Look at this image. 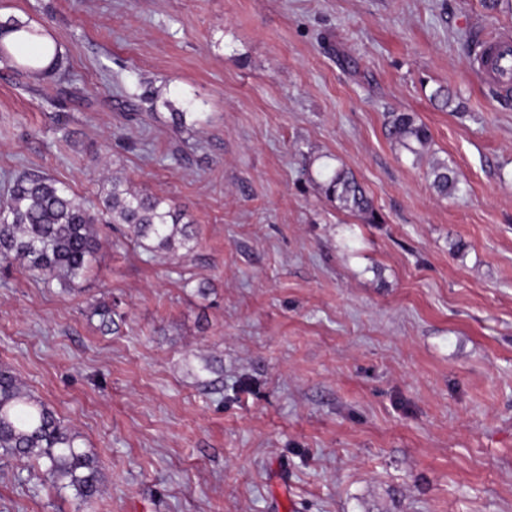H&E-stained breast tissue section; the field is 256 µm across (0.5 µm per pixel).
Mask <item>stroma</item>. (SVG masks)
Instances as JSON below:
<instances>
[{
    "label": "stroma",
    "mask_w": 512,
    "mask_h": 512,
    "mask_svg": "<svg viewBox=\"0 0 512 512\" xmlns=\"http://www.w3.org/2000/svg\"><path fill=\"white\" fill-rule=\"evenodd\" d=\"M10 15L45 23L70 75L0 65V190L39 172L94 203L118 171L187 206L197 244L151 254L97 225L67 292L0 263V367L103 473L84 505L0 460V512H512V95L473 56L478 31L512 36V0H0ZM154 89L195 101L186 130L138 109ZM389 112L429 128L454 196ZM338 166L374 223L321 191ZM433 191L442 197L452 195L457 189V177L448 164L436 159L432 162L427 173Z\"/></svg>",
    "instance_id": "obj_1"
}]
</instances>
